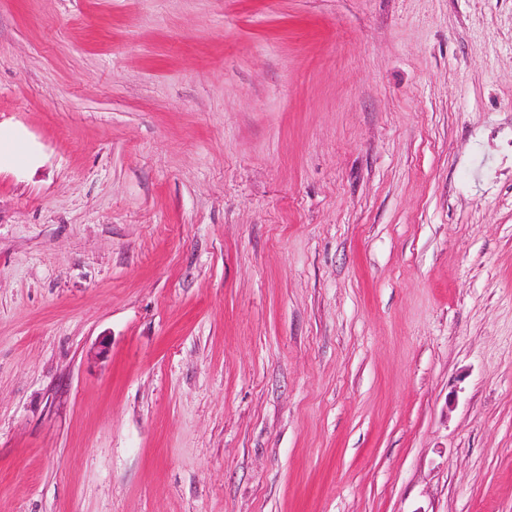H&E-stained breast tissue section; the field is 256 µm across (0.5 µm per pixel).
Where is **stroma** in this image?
<instances>
[{
    "label": "stroma",
    "mask_w": 512,
    "mask_h": 512,
    "mask_svg": "<svg viewBox=\"0 0 512 512\" xmlns=\"http://www.w3.org/2000/svg\"><path fill=\"white\" fill-rule=\"evenodd\" d=\"M0 512H512V0H0Z\"/></svg>",
    "instance_id": "1"
}]
</instances>
